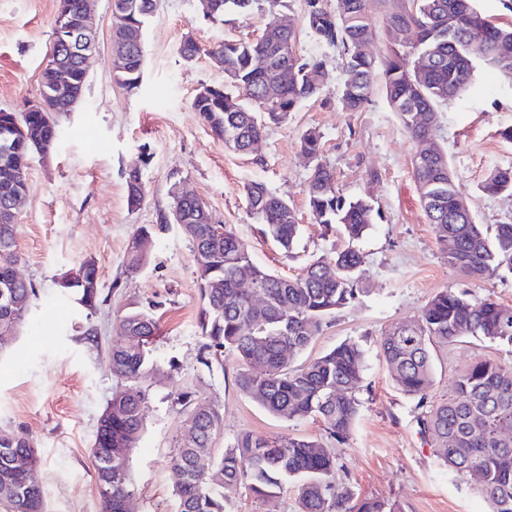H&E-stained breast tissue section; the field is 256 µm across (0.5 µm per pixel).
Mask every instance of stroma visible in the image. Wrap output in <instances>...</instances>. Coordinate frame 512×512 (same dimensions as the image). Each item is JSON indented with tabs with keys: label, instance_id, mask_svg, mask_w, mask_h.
<instances>
[{
	"label": "stroma",
	"instance_id": "obj_1",
	"mask_svg": "<svg viewBox=\"0 0 512 512\" xmlns=\"http://www.w3.org/2000/svg\"><path fill=\"white\" fill-rule=\"evenodd\" d=\"M56 0H0V108L22 111L39 93V77L52 43ZM269 5L255 0L250 14L203 19L199 0H157L144 32L142 83L129 90L114 78L111 0H96L92 23L97 49L88 61L81 103L59 114L66 132L48 154H33L28 192L16 238L19 271L35 294L15 335L0 339V430L29 436L41 457L47 512H101L91 446L98 419L123 383L113 376L109 351L119 340V317L137 307L155 315V371L143 380L148 393L142 438L130 453L136 494L130 512H177L170 458L185 428V400L219 407L223 427L213 452L244 432L312 438L335 456L336 481L355 497H379L403 512H491L490 503L443 466L429 437L419 432L416 402L395 384L380 350L383 334L418 320L438 291L452 288L476 299L512 305V273L486 280L463 276L448 264L447 247L421 207L411 159L418 149L391 110L382 83L358 112L343 111L339 91L348 75L338 50L320 44L305 19L304 0L278 8L295 34L299 54L323 60L325 89L267 128L257 156L227 148L191 107L202 87L226 84L208 55L227 39H254L265 30ZM200 48L180 53L185 38ZM436 142L447 154L463 197L478 223H512V195L488 196L487 173L512 165V143L500 132L512 126V83L478 65L471 89L438 108ZM309 128L323 136L322 156L336 187L369 201L375 224L355 249L363 256L358 298L328 318L322 332L292 358L300 366L345 341L358 342L364 371L360 413L347 443L330 437L321 419L287 421L240 390L242 367L232 352L202 365L204 338L198 318L204 301L192 245L175 224H165L171 189L196 196L218 223L247 245L254 262L295 275L311 261L349 245L339 227L317 223L306 199L311 168L299 149ZM147 164H140L142 152ZM140 164L145 199L126 202L125 173ZM260 180L288 200L302 233L285 254L259 231L247 207L246 183ZM153 228L147 265L128 274L125 251L138 227ZM98 267L102 301L93 314L61 299L57 281L84 261ZM95 338H87V328ZM492 360L512 366V348L462 336L437 345L431 405L448 399L469 365ZM225 512H299L298 484L285 483L261 498L247 483L227 492Z\"/></svg>",
	"mask_w": 512,
	"mask_h": 512
}]
</instances>
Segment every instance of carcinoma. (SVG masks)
Returning a JSON list of instances; mask_svg holds the SVG:
<instances>
[{
	"label": "carcinoma",
	"mask_w": 512,
	"mask_h": 512,
	"mask_svg": "<svg viewBox=\"0 0 512 512\" xmlns=\"http://www.w3.org/2000/svg\"><path fill=\"white\" fill-rule=\"evenodd\" d=\"M254 0H203L202 11L212 21L231 13H243ZM369 0H305L309 29L316 40L340 50L348 74L340 98L343 107L359 112L369 101L375 58L357 52V43L370 42ZM407 6L383 20L389 53L383 65L388 103L409 136L420 141L437 131V107L462 96L472 84L477 62L489 65L512 82V27L484 25L486 17L475 0H406ZM156 0H112V30L122 36L145 30ZM413 31V44L397 43L399 34ZM224 63V72L234 74L230 93L223 86H205L207 96H195L193 109L224 144L248 154L255 141L263 139L271 124L283 123L304 100L319 95L323 85L314 74L323 61L304 58L295 49L293 31L286 46H272L262 38L227 39L209 51ZM264 55V70L253 59ZM427 58L422 82L414 76L416 63ZM60 73L71 88L84 93L87 82L78 78L73 58L61 60ZM144 53L133 52L115 80L129 90L139 88ZM63 139L59 124L49 128L39 112H5L0 109V158L12 169L4 180L0 167V207L9 186L28 188L26 161L33 153L50 150ZM304 155L315 157L307 186V202L316 222L337 224L348 246L332 256L319 257L293 276L273 273L257 265L243 241L226 227L205 223L206 205L199 199L173 194L168 222L181 220L192 231L190 241L199 288L205 306L199 328L206 338L201 361L217 359L229 349L250 368L242 372L241 389L268 412L287 419L321 418L329 434L346 443L359 415L356 391L363 374V353L355 342H345L321 357L297 368L286 354L302 352L321 331L324 319L357 298V272L363 262L353 243L374 224V208L363 198H347L336 191L333 170L323 162L322 134L308 129L299 139ZM412 169L428 223L443 241L454 238L456 250L448 265L462 274L490 279L506 270L512 273V224H498L488 232L472 212L462 213V193L446 154L435 160L419 154ZM126 199L133 209L142 203L145 187L141 171L125 174ZM488 195L512 194V166L495 168L482 181ZM250 212L263 225L262 232L283 252L290 254L301 228L288 200L271 192L261 181L244 186ZM18 225L0 224V285L11 266L19 262L15 249ZM129 239L125 266L129 273L141 271L147 257ZM246 272L255 291L265 298L260 309L252 307L251 291L239 287L238 276ZM77 303L94 312L99 292L85 288H62ZM35 290L17 283L0 292V329L17 328L26 319ZM467 334L512 347V306L491 299H470L452 289L437 292L423 307L414 324L395 326L381 339L380 347L393 379L404 394L426 404L433 382L432 348ZM121 342L112 347V374L125 382L112 396V416H100L91 449L99 496L112 500V512H126L135 494L129 469V453L144 429L148 395L141 379L156 362L152 345L157 322L145 310L132 309L118 323ZM219 408L207 402L191 404L186 428L170 462L178 512H224L225 491L245 480L259 497H272L288 480L298 481L299 512H398L380 498L356 499L336 484V458L317 441L288 436L239 435L220 453L211 467L197 466L199 454L211 447L221 430ZM422 431L435 440L439 458L448 469L463 476L491 503V512H512V367L485 360L463 371L455 380L448 400L418 417ZM11 444H0V487L8 483L11 495L0 498V512H45L41 483L27 479L41 459L23 434L5 431ZM123 467V476L109 484L102 481L101 463L107 448Z\"/></svg>",
	"instance_id": "cac0c4a2"
}]
</instances>
